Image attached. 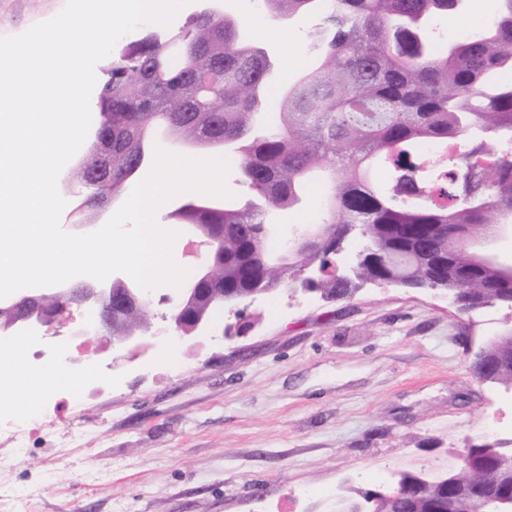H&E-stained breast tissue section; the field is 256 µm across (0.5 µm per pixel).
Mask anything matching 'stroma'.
Listing matches in <instances>:
<instances>
[{
  "mask_svg": "<svg viewBox=\"0 0 512 512\" xmlns=\"http://www.w3.org/2000/svg\"><path fill=\"white\" fill-rule=\"evenodd\" d=\"M66 0H0V37L56 16ZM288 22L270 103L313 64ZM68 163L58 180L76 223L85 192ZM243 337L196 334L176 362L163 344L137 357L109 336L79 401L42 412L23 447L0 439V512H336L354 492L404 473L457 468L458 449L512 448V389L480 381L472 352L512 324V310L464 314L447 293L369 284L352 299L281 289Z\"/></svg>",
  "mask_w": 512,
  "mask_h": 512,
  "instance_id": "35a3bbf8",
  "label": "stroma"
}]
</instances>
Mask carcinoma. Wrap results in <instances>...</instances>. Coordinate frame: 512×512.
Masks as SVG:
<instances>
[{"label": "carcinoma", "instance_id": "1", "mask_svg": "<svg viewBox=\"0 0 512 512\" xmlns=\"http://www.w3.org/2000/svg\"><path fill=\"white\" fill-rule=\"evenodd\" d=\"M266 0L283 18L314 12L318 23L303 49L315 67L288 87L269 119L266 90L275 62L239 39L231 17L193 18L176 33L150 32L109 55L96 91L97 126L109 149L87 148L75 176L86 202L120 199L134 167L146 157L155 127L176 128L184 143H218L238 153L250 198L188 203L170 213L179 224H201L215 238L207 287L231 301L260 288H309L347 299L365 284L469 289L472 302L512 300V278L461 251V238L487 236L512 224V84H490L512 68V0L496 17L459 40L435 44L433 21L466 0ZM461 140L459 158L428 168L417 161L430 140ZM324 173L321 235L287 262L264 225L297 206ZM362 232L347 274L328 269L333 245ZM320 268L306 282L298 273ZM151 305L127 319L150 323ZM486 376L512 384V336L492 347ZM478 480L496 471L498 484L472 489L465 512H486L488 500L512 492V449L471 448ZM417 488L397 495L393 512H448L452 476H402Z\"/></svg>", "mask_w": 512, "mask_h": 512}]
</instances>
